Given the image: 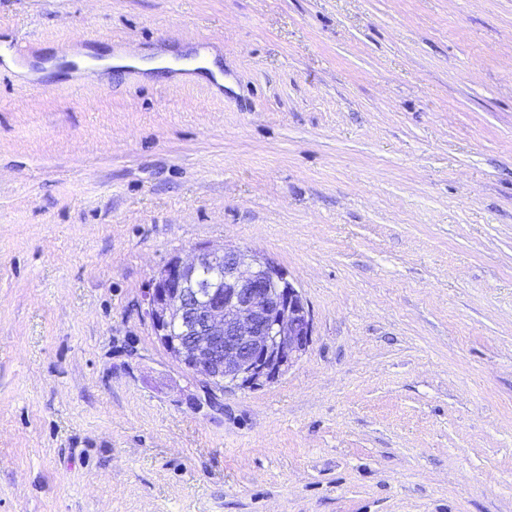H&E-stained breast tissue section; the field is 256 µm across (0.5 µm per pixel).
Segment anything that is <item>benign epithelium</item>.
I'll use <instances>...</instances> for the list:
<instances>
[{
  "instance_id": "1",
  "label": "benign epithelium",
  "mask_w": 512,
  "mask_h": 512,
  "mask_svg": "<svg viewBox=\"0 0 512 512\" xmlns=\"http://www.w3.org/2000/svg\"><path fill=\"white\" fill-rule=\"evenodd\" d=\"M209 265L224 270L220 281L198 278ZM145 305L157 343L207 393L278 380L313 336L310 308L286 273L225 245L171 258L152 279Z\"/></svg>"
}]
</instances>
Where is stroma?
I'll use <instances>...</instances> for the list:
<instances>
[{"mask_svg": "<svg viewBox=\"0 0 512 512\" xmlns=\"http://www.w3.org/2000/svg\"><path fill=\"white\" fill-rule=\"evenodd\" d=\"M221 244L313 336L198 406L144 295ZM0 512H512V0H0ZM103 68L113 66L121 67L127 64H134L144 71H158L164 68L163 57H156L152 60H142L140 58L117 55L114 58H106L100 61Z\"/></svg>", "mask_w": 512, "mask_h": 512, "instance_id": "obj_1", "label": "stroma"}]
</instances>
